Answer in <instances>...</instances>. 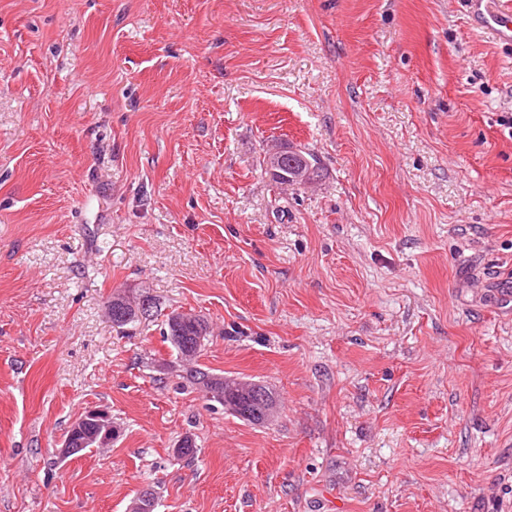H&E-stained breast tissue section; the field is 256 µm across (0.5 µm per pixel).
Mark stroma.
Returning <instances> with one entry per match:
<instances>
[{"label": "stroma", "instance_id": "stroma-1", "mask_svg": "<svg viewBox=\"0 0 512 512\" xmlns=\"http://www.w3.org/2000/svg\"><path fill=\"white\" fill-rule=\"evenodd\" d=\"M498 284L512 45L461 0H0V512H512ZM175 310L272 421L183 382ZM284 148H277L271 150L266 155V166L268 167H285L287 169V173L278 172L281 174L288 183V180L291 184L294 185H309L312 184L315 180V170L314 167L310 165L307 166L305 160H302V163H296V161H290L289 166L284 165L283 160L288 157V153H284ZM169 316L171 317V320H170V317L167 318V320H166L167 329H165V332H163V334H164V336H167V339L170 341L172 347L176 351L177 358L179 357L180 359L189 360V361L196 359L200 355L201 351L203 350L204 341L206 339V336H208V333H209V331H208L209 327L204 329V334L201 331H189V332H185L184 335H175L171 331V328L169 325V320L175 329H179L180 327L185 326V325H194L197 329L200 330L201 325H203L202 320L204 318L200 314H197L195 312L183 311V310L174 311V312L170 313ZM187 333L193 334L192 336H197V337L196 338L190 337L188 339V341L191 342V348L188 349L186 352H183V351H181L184 347L182 345V343L180 341H174L172 336H187L186 335ZM199 336H202V337L200 338ZM180 354L182 355L181 357H180ZM70 428L73 436L82 437L78 441V447L72 443L69 429L66 431L60 445V455L64 458L79 456L82 448H97L112 442L116 436L117 428L112 422V416L104 409L93 408L84 411L72 421ZM84 449V450H85Z\"/></svg>", "mask_w": 512, "mask_h": 512}]
</instances>
